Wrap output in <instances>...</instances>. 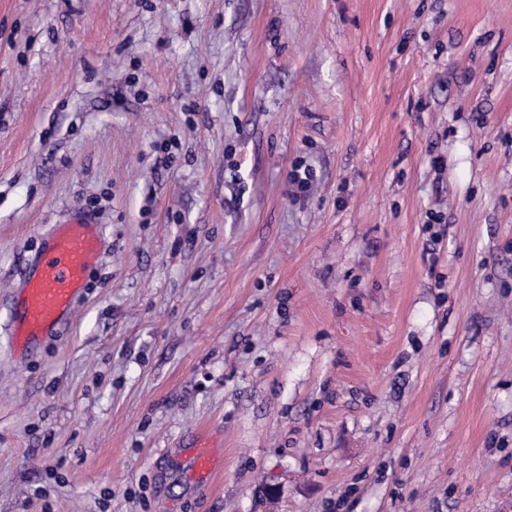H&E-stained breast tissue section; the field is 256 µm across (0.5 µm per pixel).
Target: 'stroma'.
Wrapping results in <instances>:
<instances>
[{
	"mask_svg": "<svg viewBox=\"0 0 512 512\" xmlns=\"http://www.w3.org/2000/svg\"><path fill=\"white\" fill-rule=\"evenodd\" d=\"M0 512H512V0H0ZM104 243L101 224L80 209L44 239L24 275V287L7 309L8 346L15 357L33 353L67 322Z\"/></svg>",
	"mask_w": 512,
	"mask_h": 512,
	"instance_id": "1",
	"label": "stroma"
}]
</instances>
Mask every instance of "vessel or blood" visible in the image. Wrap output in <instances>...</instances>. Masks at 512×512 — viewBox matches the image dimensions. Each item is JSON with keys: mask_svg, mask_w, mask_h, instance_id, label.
Here are the masks:
<instances>
[{"mask_svg": "<svg viewBox=\"0 0 512 512\" xmlns=\"http://www.w3.org/2000/svg\"><path fill=\"white\" fill-rule=\"evenodd\" d=\"M104 234L95 217L74 213L45 238L7 309L8 346L22 358L57 334L82 298L87 271L100 259Z\"/></svg>", "mask_w": 512, "mask_h": 512, "instance_id": "vessel-or-blood-1", "label": "vessel or blood"}]
</instances>
